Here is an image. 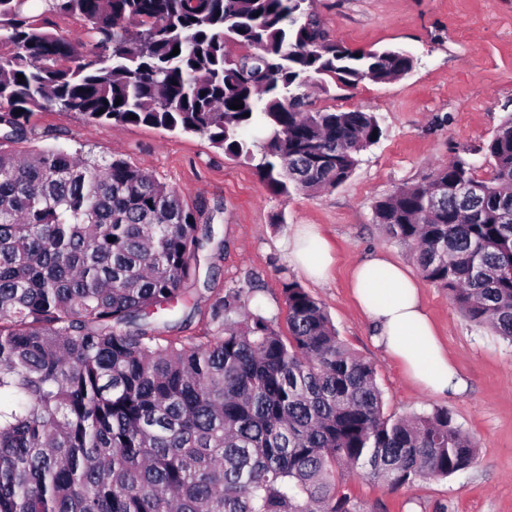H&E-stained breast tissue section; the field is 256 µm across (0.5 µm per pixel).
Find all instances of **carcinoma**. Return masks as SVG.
<instances>
[{"label":"carcinoma","instance_id":"carcinoma-1","mask_svg":"<svg viewBox=\"0 0 512 512\" xmlns=\"http://www.w3.org/2000/svg\"><path fill=\"white\" fill-rule=\"evenodd\" d=\"M48 2L80 36L0 0V512H358L353 475L397 491L473 467L448 409L384 413L375 368L295 281L286 335L246 288L210 303L202 335H165L200 210L122 158L15 148L58 109L203 136L276 195L331 189L383 130L312 109L310 90L388 82L414 58L330 39L314 0ZM480 151L490 179L458 155L375 220L512 341V115Z\"/></svg>","mask_w":512,"mask_h":512}]
</instances>
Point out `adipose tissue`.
Returning <instances> with one entry per match:
<instances>
[{
	"instance_id": "1",
	"label": "adipose tissue",
	"mask_w": 512,
	"mask_h": 512,
	"mask_svg": "<svg viewBox=\"0 0 512 512\" xmlns=\"http://www.w3.org/2000/svg\"><path fill=\"white\" fill-rule=\"evenodd\" d=\"M283 245L291 263L308 279L317 283L327 279L331 248L315 225H303ZM349 284L375 329L377 345L397 359L415 383L437 396L461 390L459 370L406 267L378 252L352 267Z\"/></svg>"
}]
</instances>
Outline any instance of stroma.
<instances>
[{
  "mask_svg": "<svg viewBox=\"0 0 512 512\" xmlns=\"http://www.w3.org/2000/svg\"><path fill=\"white\" fill-rule=\"evenodd\" d=\"M331 38L354 50L409 52L414 69L349 90L312 91L315 109H360L379 116L384 137L362 152L351 177L310 196H277L251 164L225 157L199 135L145 125H89L73 112H41L22 150L83 147L137 166L186 201L202 205L211 241L200 257L191 298L165 312L174 335L198 336L210 302L231 288L253 287L252 307L285 321L281 284L294 281L318 299L342 338L377 371L384 411L407 416L448 409L475 436L479 461L444 479L398 491L353 477L360 512H512V343L464 318L447 290L427 280L405 248L376 224L374 204L420 182L470 150L477 179L491 167L477 153L512 113V0H315ZM315 224L334 247L331 278L316 283L289 265L280 243L297 226ZM384 251L418 280L431 319L455 359L466 388L434 396L413 386L399 364L376 347L370 321L348 288L352 265Z\"/></svg>",
  "mask_w": 512,
  "mask_h": 512,
  "instance_id": "1",
  "label": "stroma"
}]
</instances>
